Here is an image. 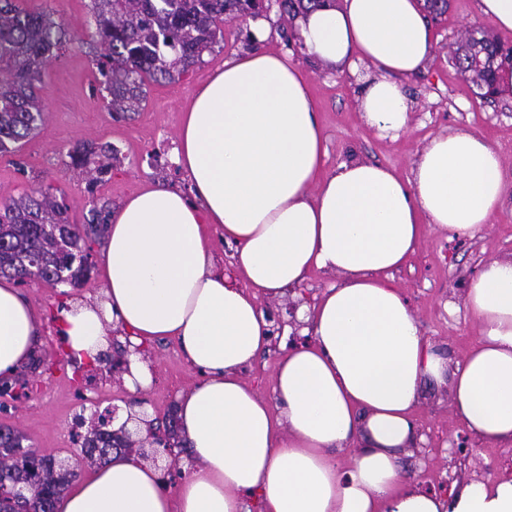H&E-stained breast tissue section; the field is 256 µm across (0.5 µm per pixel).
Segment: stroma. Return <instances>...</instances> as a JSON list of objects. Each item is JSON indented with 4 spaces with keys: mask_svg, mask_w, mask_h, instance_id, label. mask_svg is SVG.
<instances>
[{
    "mask_svg": "<svg viewBox=\"0 0 512 512\" xmlns=\"http://www.w3.org/2000/svg\"><path fill=\"white\" fill-rule=\"evenodd\" d=\"M85 3L20 0L26 9L45 10L62 20L72 42L46 71L43 97L47 110L42 125L16 154H0V195L18 197L52 186L54 194L69 206L73 221L80 223L93 197L116 206L150 182L189 191L185 173L174 162V148L192 95L225 61L244 52L291 54L310 85L326 137L324 172L360 158L407 177L417 151L437 133L456 128L486 137L500 155L507 191L490 223L470 237L427 234L408 262L393 274L424 338L442 347L452 361L465 357L478 337L477 324L463 305L465 285L489 261L512 254V102L480 97L476 86L451 62L450 48L465 30L495 33L497 40L512 46V33L494 32L480 16L477 0H448L447 13L434 22L438 43L433 60L424 72L403 83L414 110L408 129L399 134L365 123L358 104L363 89L360 74L319 65L274 6L263 9L258 18L268 27L263 40L251 39V18L225 24L223 41L204 53L201 63L171 82L150 84L143 109L128 119L114 120L97 104L104 85L91 47L95 26ZM86 141L108 143L114 149L110 174L91 194L83 176L67 167L68 151ZM339 281L338 275L315 271L300 288L276 300H261L260 305L284 316L289 308L314 305L326 288ZM20 289L42 317V336L35 352L52 367L26 372V386L15 387L12 398L0 404V425L18 428L27 446L40 454L75 465L78 455L72 426L76 416L88 418L95 410L113 407L122 419L131 411L162 419L175 409L182 392L200 381V373L188 365L171 340L142 347L150 381L136 392L129 389L125 374L112 370V358L125 348L118 334L108 338V361L95 365L71 362L57 331L59 306L65 296L95 292V280L63 291L34 278ZM290 347L288 336H280L276 345L242 371L244 381L267 400L275 398L277 362ZM414 419L421 438L402 463L410 481L420 489L438 493L472 479L512 474V444H487L471 436L456 415L447 389L424 386ZM463 438L467 448L461 456L452 455L453 444Z\"/></svg>",
    "mask_w": 512,
    "mask_h": 512,
    "instance_id": "1",
    "label": "stroma"
}]
</instances>
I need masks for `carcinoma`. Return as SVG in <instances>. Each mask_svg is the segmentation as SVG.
Returning a JSON list of instances; mask_svg holds the SVG:
<instances>
[{"label":"carcinoma","mask_w":512,"mask_h":512,"mask_svg":"<svg viewBox=\"0 0 512 512\" xmlns=\"http://www.w3.org/2000/svg\"><path fill=\"white\" fill-rule=\"evenodd\" d=\"M283 16L295 17L320 0H276ZM262 0H90L104 53L97 65L105 77L108 96L102 108L114 117L139 111L146 101V83L172 80L202 60L224 38V21L253 14ZM71 42L65 24L47 11H30L19 0H0V153L15 152L42 123V98L47 67ZM453 60L486 97L494 93L497 69L512 55L486 35L465 32L453 49ZM71 166L91 175L88 190L103 180L111 165L112 145L86 142L69 151ZM112 217L111 203L91 200L85 220L71 221L68 206L49 189L0 197V276L19 283L36 278L50 288L82 286L92 268V245L105 239ZM86 426L76 434L80 456L88 466L112 454V429L102 420L75 421ZM26 436L17 428L0 426V471L7 472L0 491V512H27L11 497L14 482H39L40 509L54 512L56 501L75 478L54 459L24 447Z\"/></svg>","instance_id":"obj_1"}]
</instances>
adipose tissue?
<instances>
[{
  "mask_svg": "<svg viewBox=\"0 0 512 512\" xmlns=\"http://www.w3.org/2000/svg\"><path fill=\"white\" fill-rule=\"evenodd\" d=\"M297 25L327 65L358 61L366 122L406 130L403 79L423 72L436 38L421 0H323ZM323 128L310 85L285 55L248 51L225 63L183 114L174 161L191 194L152 185L113 212L99 295L62 310L66 348L94 360L110 330L138 347L177 341L203 376L177 417L196 466L175 492L157 469L112 455L75 480L57 512H512V476L455 486L448 495L408 480L423 381L447 386L476 438L512 442V255L488 263L463 303L477 345L451 362L421 333L389 277L426 233L456 236L489 223L506 192L501 158L483 136L438 133L410 177L361 159L322 170ZM235 249L233 286L214 263L215 240ZM312 270L341 274L306 315L309 342L274 378L278 407L242 378L271 343L260 298H280ZM40 319L14 281L0 279V376L31 354ZM355 446L348 469L334 450Z\"/></svg>",
  "mask_w": 512,
  "mask_h": 512,
  "instance_id": "obj_1",
  "label": "adipose tissue"
}]
</instances>
